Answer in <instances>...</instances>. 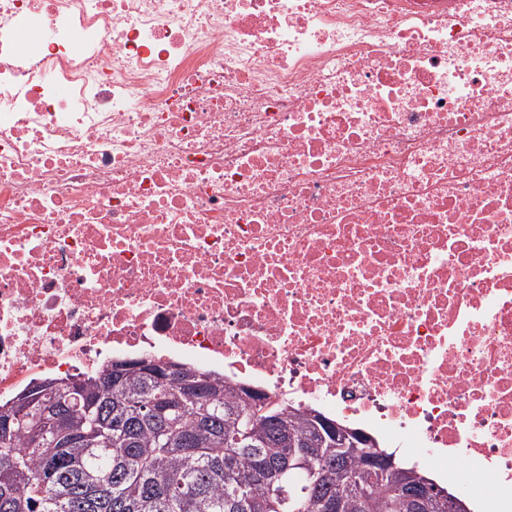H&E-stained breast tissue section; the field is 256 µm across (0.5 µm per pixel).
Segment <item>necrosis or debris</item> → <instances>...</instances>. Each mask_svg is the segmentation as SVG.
Listing matches in <instances>:
<instances>
[{
	"label": "necrosis or debris",
	"instance_id": "1",
	"mask_svg": "<svg viewBox=\"0 0 512 512\" xmlns=\"http://www.w3.org/2000/svg\"><path fill=\"white\" fill-rule=\"evenodd\" d=\"M144 351L512 512V0H0V397Z\"/></svg>",
	"mask_w": 512,
	"mask_h": 512
}]
</instances>
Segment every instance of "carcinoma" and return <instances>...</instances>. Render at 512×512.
<instances>
[{"label": "carcinoma", "instance_id": "carcinoma-1", "mask_svg": "<svg viewBox=\"0 0 512 512\" xmlns=\"http://www.w3.org/2000/svg\"><path fill=\"white\" fill-rule=\"evenodd\" d=\"M179 377L162 366L124 370L112 383L110 365L84 376L61 408L49 394L0 427V512H323L337 499L342 512H365L351 477L361 459L336 460L325 447L306 468L325 472L301 491V469L288 470L283 438H317L319 420H334L287 401L261 403L224 376L180 364ZM97 404L98 420L85 414ZM259 413L248 439L239 411ZM387 476L374 489L388 512H412Z\"/></svg>", "mask_w": 512, "mask_h": 512}]
</instances>
